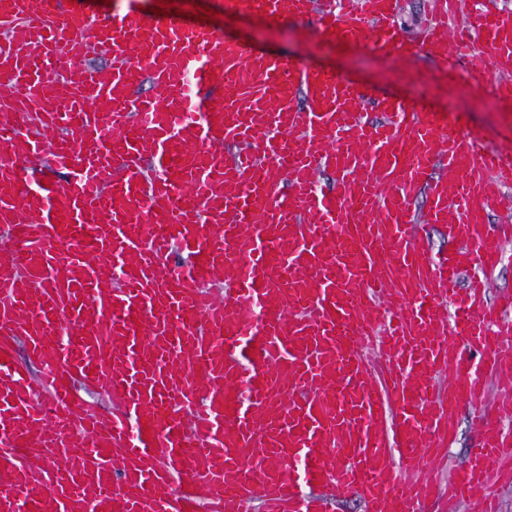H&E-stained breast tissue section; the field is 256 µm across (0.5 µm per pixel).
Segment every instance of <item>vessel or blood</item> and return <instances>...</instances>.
<instances>
[{
    "instance_id": "b4317fda",
    "label": "vessel or blood",
    "mask_w": 512,
    "mask_h": 512,
    "mask_svg": "<svg viewBox=\"0 0 512 512\" xmlns=\"http://www.w3.org/2000/svg\"><path fill=\"white\" fill-rule=\"evenodd\" d=\"M221 7L440 74L480 41L466 76L512 103V11L490 0H432L416 46L401 0ZM88 38L107 73L65 58ZM0 111V512H322L316 487L498 512L512 397L488 384L512 385V295L486 292L512 215H487L511 147L143 0L102 20L0 0ZM46 156L66 184L36 177ZM423 224L457 248L420 247ZM461 414L478 439L443 488Z\"/></svg>"
}]
</instances>
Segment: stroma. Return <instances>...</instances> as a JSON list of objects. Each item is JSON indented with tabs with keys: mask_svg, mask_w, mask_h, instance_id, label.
I'll return each instance as SVG.
<instances>
[{
	"mask_svg": "<svg viewBox=\"0 0 512 512\" xmlns=\"http://www.w3.org/2000/svg\"><path fill=\"white\" fill-rule=\"evenodd\" d=\"M149 6L168 16L192 20L205 16L217 35L237 39L258 51L324 65L366 86L373 94H393L447 112L463 131L479 132L492 142L512 145V111H504L487 92L468 84L457 85L455 78L444 83L431 80L432 64L424 54H416L402 70L392 60L370 53L367 47L346 49L323 40L307 21L227 16L218 0H149Z\"/></svg>",
	"mask_w": 512,
	"mask_h": 512,
	"instance_id": "35a3bbf8",
	"label": "stroma"
}]
</instances>
